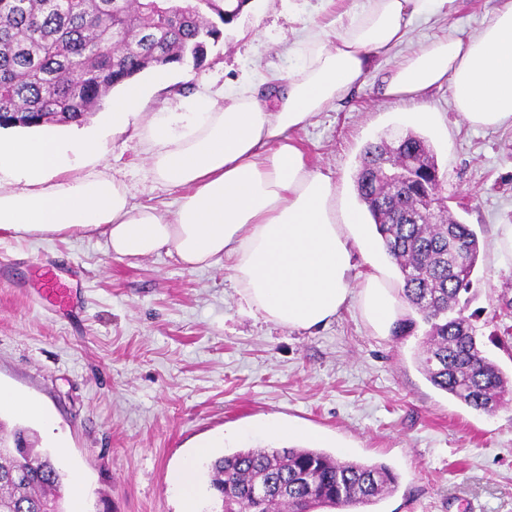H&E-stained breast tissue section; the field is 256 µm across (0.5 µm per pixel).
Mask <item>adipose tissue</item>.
Masks as SVG:
<instances>
[{"label":"adipose tissue","instance_id":"1","mask_svg":"<svg viewBox=\"0 0 512 512\" xmlns=\"http://www.w3.org/2000/svg\"><path fill=\"white\" fill-rule=\"evenodd\" d=\"M343 2L326 0L337 14L297 41L296 67L272 77L273 100L245 81L231 97L205 90L189 109L151 120L152 177L182 191L171 215L131 205L126 184L105 171L72 175L74 162L96 154L95 141L41 125L0 136V233L99 231L121 257L163 250L193 269L227 264L247 304L280 327L318 329L353 302L375 330L389 331L400 315L390 286L354 272L348 230L361 216L339 206L335 181L311 167L296 134L388 56L383 94L416 103L414 123L433 122L424 101L444 87L470 126L512 127V0L478 34L411 50L413 26L454 0Z\"/></svg>","mask_w":512,"mask_h":512}]
</instances>
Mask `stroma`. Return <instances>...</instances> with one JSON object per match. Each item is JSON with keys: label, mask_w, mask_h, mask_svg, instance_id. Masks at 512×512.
<instances>
[{"label": "stroma", "mask_w": 512, "mask_h": 512, "mask_svg": "<svg viewBox=\"0 0 512 512\" xmlns=\"http://www.w3.org/2000/svg\"><path fill=\"white\" fill-rule=\"evenodd\" d=\"M501 0H454L448 15L418 24L407 48L451 32L477 33ZM326 14L324 0H254L206 66L152 67L136 81L141 113L125 129L102 113L63 135L99 129V153L133 205L173 211L181 191L150 173L146 121L190 105L202 88L232 94L243 76L263 83L295 65L290 52L305 27ZM381 61L351 98L318 113L298 137L313 166L332 174L340 201L360 206L355 179L365 147L407 133L435 153L440 195L480 241L467 310L488 356L512 374L496 339L512 335V262L498 260L496 227L512 224V127L471 128L453 112L447 89L427 98L435 121L411 122L415 105L383 96ZM359 273L397 267L371 217L359 230ZM102 233L0 235V386L39 402L55 430L0 411L7 427L37 432L59 466L80 475L84 512H182L168 475L203 441L212 457L243 448H296L321 433L324 451L382 463L396 490L375 512H512V402L477 412L433 387L420 369V339L377 332L357 305L312 332L265 321L233 288L224 266L192 269L160 251L107 253ZM282 431L262 433L268 420Z\"/></svg>", "instance_id": "1"}]
</instances>
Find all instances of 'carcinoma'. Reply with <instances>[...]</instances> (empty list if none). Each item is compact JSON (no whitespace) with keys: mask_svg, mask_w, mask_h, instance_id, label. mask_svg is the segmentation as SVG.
Listing matches in <instances>:
<instances>
[{"mask_svg":"<svg viewBox=\"0 0 512 512\" xmlns=\"http://www.w3.org/2000/svg\"><path fill=\"white\" fill-rule=\"evenodd\" d=\"M212 0H167L164 14L145 0H0V127L80 123L110 91L153 67L205 66V47L224 28ZM441 178L426 139L408 134L369 144L357 194L371 215L415 316L396 337L428 329L419 365L426 379L476 411L492 414L512 395L509 377L476 336L468 302L479 240L448 208L427 207ZM210 498L222 512H368L392 493L397 475L382 463L341 461L316 448H248L209 465ZM64 475L49 452L0 450V512H65Z\"/></svg>","mask_w":512,"mask_h":512,"instance_id":"carcinoma-1","label":"carcinoma"}]
</instances>
